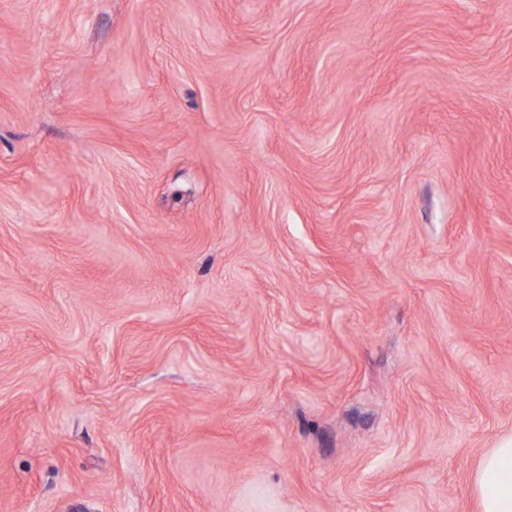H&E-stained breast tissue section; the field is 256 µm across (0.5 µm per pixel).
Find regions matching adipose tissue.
Wrapping results in <instances>:
<instances>
[{"mask_svg": "<svg viewBox=\"0 0 512 512\" xmlns=\"http://www.w3.org/2000/svg\"><path fill=\"white\" fill-rule=\"evenodd\" d=\"M479 512H512V434L502 436L473 474Z\"/></svg>", "mask_w": 512, "mask_h": 512, "instance_id": "ef3b65f1", "label": "adipose tissue"}]
</instances>
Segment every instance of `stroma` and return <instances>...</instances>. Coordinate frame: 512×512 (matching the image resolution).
Listing matches in <instances>:
<instances>
[{"mask_svg":"<svg viewBox=\"0 0 512 512\" xmlns=\"http://www.w3.org/2000/svg\"><path fill=\"white\" fill-rule=\"evenodd\" d=\"M512 433V0H0V512H478Z\"/></svg>","mask_w":512,"mask_h":512,"instance_id":"1","label":"stroma"}]
</instances>
